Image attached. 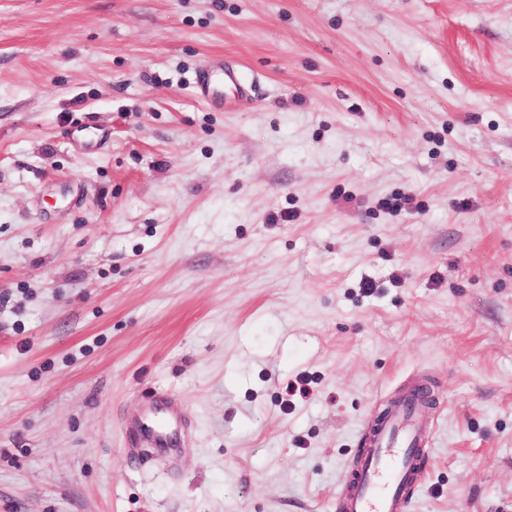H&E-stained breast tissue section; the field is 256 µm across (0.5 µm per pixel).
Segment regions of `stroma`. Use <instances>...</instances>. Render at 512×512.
<instances>
[{
	"mask_svg": "<svg viewBox=\"0 0 512 512\" xmlns=\"http://www.w3.org/2000/svg\"><path fill=\"white\" fill-rule=\"evenodd\" d=\"M420 383L512 512V0H0V512H337ZM166 408L159 410L155 418H148L134 430V439L165 452L172 449L173 436L182 428V413L178 406L166 400Z\"/></svg>",
	"mask_w": 512,
	"mask_h": 512,
	"instance_id": "1",
	"label": "stroma"
}]
</instances>
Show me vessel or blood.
Here are the masks:
<instances>
[{
  "mask_svg": "<svg viewBox=\"0 0 512 512\" xmlns=\"http://www.w3.org/2000/svg\"><path fill=\"white\" fill-rule=\"evenodd\" d=\"M418 417V410L407 401L388 407L381 423L365 437L358 470L349 479L350 489L338 505L339 512H406L425 439ZM181 426L182 413L170 402L138 426L134 439L165 452Z\"/></svg>",
  "mask_w": 512,
  "mask_h": 512,
  "instance_id": "obj_1",
  "label": "vessel or blood"
}]
</instances>
